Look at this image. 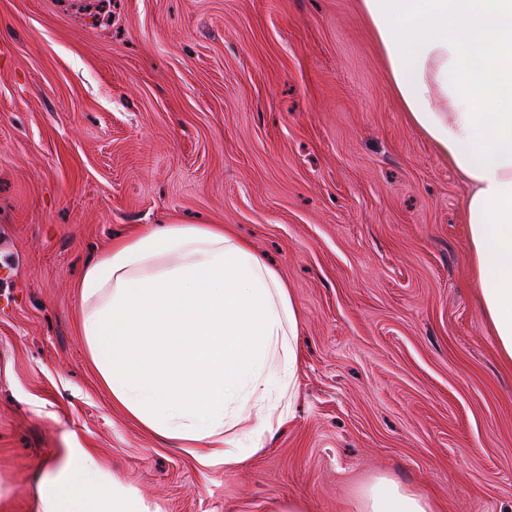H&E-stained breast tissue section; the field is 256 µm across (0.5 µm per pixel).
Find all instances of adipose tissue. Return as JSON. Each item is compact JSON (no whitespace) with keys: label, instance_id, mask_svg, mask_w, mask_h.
I'll return each mask as SVG.
<instances>
[{"label":"adipose tissue","instance_id":"ef3b65f1","mask_svg":"<svg viewBox=\"0 0 512 512\" xmlns=\"http://www.w3.org/2000/svg\"><path fill=\"white\" fill-rule=\"evenodd\" d=\"M408 121L467 186L471 274L512 361V0H361ZM79 330L113 405L200 464L264 447L295 393L298 310L277 272L216 224L139 225L77 284ZM95 457L40 483L43 512H135ZM353 512H434L381 477Z\"/></svg>","mask_w":512,"mask_h":512}]
</instances>
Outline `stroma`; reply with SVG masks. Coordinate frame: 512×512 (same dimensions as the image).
Returning a JSON list of instances; mask_svg holds the SVG:
<instances>
[{"instance_id":"obj_1","label":"stroma","mask_w":512,"mask_h":512,"mask_svg":"<svg viewBox=\"0 0 512 512\" xmlns=\"http://www.w3.org/2000/svg\"><path fill=\"white\" fill-rule=\"evenodd\" d=\"M466 194L358 0H0V512L74 448L144 512H350L380 477L512 512ZM172 222L232 230L300 312L288 417L232 468L113 406L78 327L86 265Z\"/></svg>"}]
</instances>
